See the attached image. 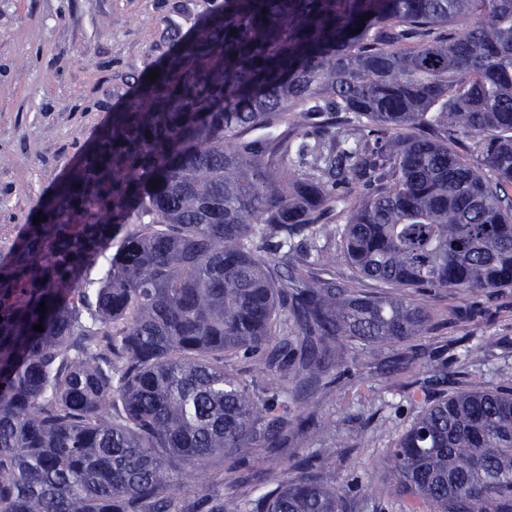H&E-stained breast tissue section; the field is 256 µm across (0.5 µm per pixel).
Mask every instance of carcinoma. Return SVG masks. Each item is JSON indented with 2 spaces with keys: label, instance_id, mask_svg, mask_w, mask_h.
<instances>
[{
  "label": "carcinoma",
  "instance_id": "1",
  "mask_svg": "<svg viewBox=\"0 0 512 512\" xmlns=\"http://www.w3.org/2000/svg\"><path fill=\"white\" fill-rule=\"evenodd\" d=\"M152 69L0 268V512H342L319 451L224 474L343 346L426 333L407 291L512 288V0H224ZM338 255L390 291L305 277ZM385 463L408 512H512V391L427 402Z\"/></svg>",
  "mask_w": 512,
  "mask_h": 512
}]
</instances>
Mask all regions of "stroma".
I'll return each instance as SVG.
<instances>
[{
    "label": "stroma",
    "instance_id": "obj_1",
    "mask_svg": "<svg viewBox=\"0 0 512 512\" xmlns=\"http://www.w3.org/2000/svg\"><path fill=\"white\" fill-rule=\"evenodd\" d=\"M222 0H0V265L34 217L85 164L112 115L136 99L137 82L172 45L192 36ZM426 335L336 356L335 386L293 408L329 433L294 430L287 448L254 450L246 474L284 480L294 455L336 460L325 477L345 512H407L389 493L386 450L423 398L462 389L512 390V288L431 292ZM480 346L478 356L466 350Z\"/></svg>",
    "mask_w": 512,
    "mask_h": 512
}]
</instances>
